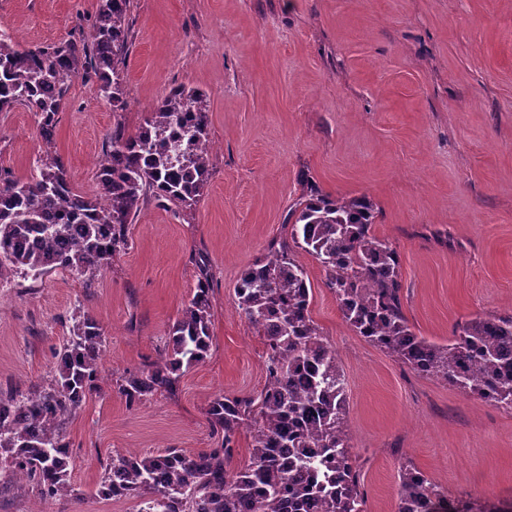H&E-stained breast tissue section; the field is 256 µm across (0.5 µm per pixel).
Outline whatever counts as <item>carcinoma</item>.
Listing matches in <instances>:
<instances>
[{"mask_svg": "<svg viewBox=\"0 0 512 512\" xmlns=\"http://www.w3.org/2000/svg\"><path fill=\"white\" fill-rule=\"evenodd\" d=\"M130 0H100L90 34L23 48L0 33V112L24 105L38 117L45 151L39 174L0 170V283L71 271L83 287L128 246V225L151 195L190 208L210 174L209 114L204 94L179 86L148 113L137 132L117 123L98 167L100 195L71 186L54 148L67 81L97 82L112 106L125 105L120 76L130 48ZM375 204L365 195L332 198L310 182L288 212L290 238L272 241L236 285L238 308L262 336L266 380L256 395H216L210 402L218 448L169 449L151 456L117 453L99 495L140 500L139 512H363L360 473L345 424V382L310 316L311 284L294 249L311 253L326 273L345 321L414 372L439 377L494 405L512 407V313L475 317L439 344L416 335L403 313L400 255L375 235ZM211 274L204 264L192 297L169 330L161 360L119 386L128 404L171 394L184 370L203 362L211 340ZM106 337L87 315L54 351L52 379L26 392L0 390V495L22 478L45 501L74 493L63 429L96 392ZM253 433L251 460L231 462L240 430ZM397 512H512L470 497L450 504L410 462L398 472Z\"/></svg>", "mask_w": 512, "mask_h": 512, "instance_id": "1", "label": "carcinoma"}]
</instances>
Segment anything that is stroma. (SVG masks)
<instances>
[{
  "label": "stroma",
  "mask_w": 512,
  "mask_h": 512,
  "mask_svg": "<svg viewBox=\"0 0 512 512\" xmlns=\"http://www.w3.org/2000/svg\"><path fill=\"white\" fill-rule=\"evenodd\" d=\"M98 0H0V32L22 46L89 32ZM124 109L77 76L55 149L79 193L99 195L115 123L136 132L176 86L206 96L213 169L190 208L147 199L129 245L98 277L55 272L0 288V389L51 378L53 351L84 315L107 345L98 390L64 431L76 495L28 488L0 512H138L98 489L113 453L215 447L210 400L259 392L265 345L235 286L314 181L331 197L368 196L377 236L400 255L412 330L444 343L476 316L512 312V0H131ZM44 149L27 107L0 112V168L35 173ZM213 277L211 346L176 395L128 405L122 378L161 358L196 284ZM296 260L310 311L346 378V424L365 512H397L398 470L413 464L449 499L512 501V409L422 376L343 319L320 263Z\"/></svg>",
  "instance_id": "35a3bbf8"
}]
</instances>
